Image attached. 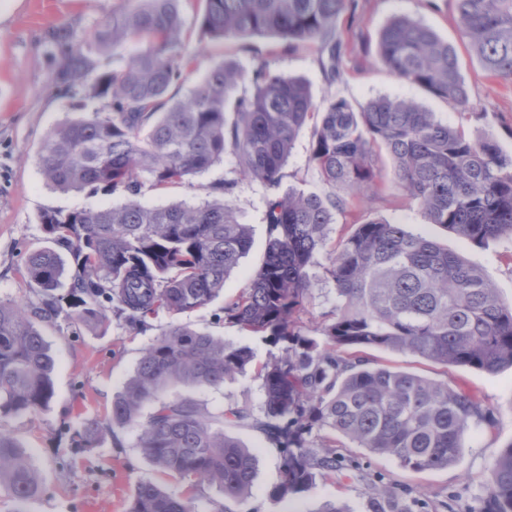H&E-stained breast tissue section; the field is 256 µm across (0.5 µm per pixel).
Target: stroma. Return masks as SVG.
<instances>
[{
  "mask_svg": "<svg viewBox=\"0 0 512 512\" xmlns=\"http://www.w3.org/2000/svg\"><path fill=\"white\" fill-rule=\"evenodd\" d=\"M354 2V10L339 20L343 35L340 75L332 82L320 64L321 54L315 45L300 43L288 50L270 35L226 40L210 37L199 25L205 2L195 0L193 8L183 13L185 43L194 62L184 81L173 87V95L185 97L215 67L234 63L247 69L262 57L283 75L304 80L314 99L333 94L346 98L356 108L379 96L411 99L448 125L463 129L470 139L495 138L502 151L512 155V81L493 76L482 67L460 33L453 0ZM113 3L114 0H0V301L26 308L40 306L43 301L42 294L31 288L24 267L26 255L47 244L40 224L43 211L97 209L122 202L119 196L101 192L92 195L53 189L47 184L39 161L43 140L59 124L76 117L80 110L91 111L104 105L103 100L91 97L85 83H76L67 90L58 85L52 37L63 27L84 37L111 11ZM401 15L427 25L455 47L469 97L467 108L400 80L379 60V35L392 18ZM312 140V125H304L285 167L286 182L318 191L322 183L310 162ZM378 159L381 179L377 195L366 202L351 201L347 212L337 214L331 226V242H338L348 233L354 220L383 218L448 247L481 269L505 301H512V239L475 244L427 223L398 189L386 152H379ZM236 164L233 155H225L185 184L164 190L143 189L140 200L149 207L203 200ZM240 200L244 220L253 229L254 242L226 278L222 296L204 308L175 317L162 312L136 325L114 315L94 326L62 315L43 324V338L56 359L53 396L37 413L0 418V430L24 445L40 476L39 494L27 504V512H127L134 489L141 482L161 485L177 495L186 493L184 482L161 472L140 454L137 442L141 423L102 431L91 445L84 440L86 426L105 422L113 400L145 349L171 323L185 324L198 332L249 347L253 363L226 379L221 388L179 384L165 390V397H193L213 414L231 403L261 406L264 393L255 367L279 354L281 346L241 332L222 319L225 297L246 287L261 265L266 248L263 187L242 181ZM310 275L312 297L302 320L308 334L316 337L323 315L331 310L336 297L322 268H313ZM368 355L378 366L418 374L476 394L493 410V422L467 430L456 463L422 472L406 469L393 457L370 454L346 438H338L339 453L367 464V474L320 478L307 492L277 501L272 494L284 481L279 451L251 428H230V435L251 448L257 458L252 495L243 503V512H321L325 504L334 502L346 505L350 512H369L374 493L371 481L376 473L418 499L423 512H479L488 492L489 468L512 442V368L487 374L399 351L372 349Z\"/></svg>",
  "mask_w": 512,
  "mask_h": 512,
  "instance_id": "1",
  "label": "stroma"
}]
</instances>
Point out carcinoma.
Wrapping results in <instances>:
<instances>
[{"label": "carcinoma", "instance_id": "cac0c4a2", "mask_svg": "<svg viewBox=\"0 0 512 512\" xmlns=\"http://www.w3.org/2000/svg\"><path fill=\"white\" fill-rule=\"evenodd\" d=\"M187 0H116L112 13L83 38L62 28L54 39L56 79L90 82L106 108L57 126L43 142L47 184L62 191L103 190L116 206L64 213L45 210L48 239L72 255L71 299L80 320L99 323L112 312L141 323L159 312L179 315L208 305L252 246L241 218L243 179L266 191L264 260L243 290L225 299L224 321L285 342L257 368L259 410L229 404L209 413L190 397H161L173 383L220 388L251 363L245 346L170 325L145 351L112 402L106 429L137 422L141 455L190 487L214 485L243 503L252 493L255 456L224 432L246 424L279 448L285 481L275 495L309 490L360 467L336 453L341 435L402 467L425 471L456 462L472 424L493 410L470 392L404 371L371 365L365 350H393L486 373L512 368V303L477 267L437 241L401 224L372 218L351 225L327 248L344 199L378 189L376 150L390 157L404 196L461 238L481 244L512 238V156L491 138L472 141L416 103L379 97L358 109L344 98L313 100L305 82L260 62L249 70L226 63L211 70L184 99L170 91L193 57L183 37ZM200 26L212 37L257 34L285 47L312 43L328 52L323 65L336 81L343 44L336 26L352 0H204ZM464 38L492 75L512 78V0H453ZM130 43L123 65L98 69L97 56ZM376 54L394 74L465 109L468 94L453 46L430 27L397 17L383 29ZM242 89L233 106L231 94ZM315 134L310 160L320 194L285 186L284 171L298 131ZM237 168L221 199L143 206L146 186L162 190L209 169L224 155ZM326 251L324 272L336 305L323 341L304 334L309 268ZM30 282L48 298L30 311L0 302V417L33 414L53 395L55 360L40 323L60 315L54 291L64 266L45 247L25 260ZM382 483L370 512H413L411 502ZM0 488L19 504L34 498L40 479L23 445L0 431ZM128 512H193L192 501L141 482ZM481 512H512V443L489 471Z\"/></svg>", "mask_w": 512, "mask_h": 512}]
</instances>
